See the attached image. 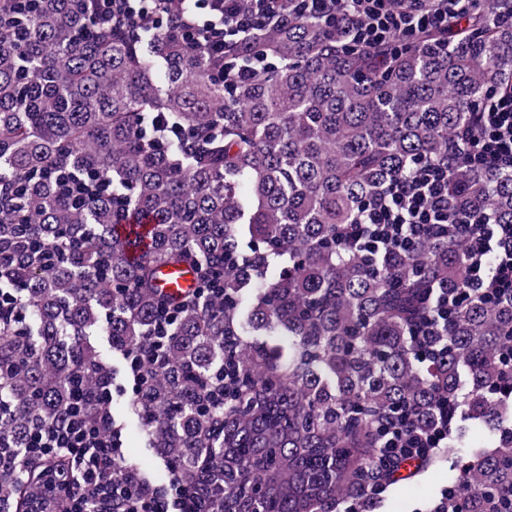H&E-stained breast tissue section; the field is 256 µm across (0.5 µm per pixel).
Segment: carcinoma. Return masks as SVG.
Listing matches in <instances>:
<instances>
[{"label": "carcinoma", "instance_id": "1", "mask_svg": "<svg viewBox=\"0 0 512 512\" xmlns=\"http://www.w3.org/2000/svg\"><path fill=\"white\" fill-rule=\"evenodd\" d=\"M0 0V289L24 315H0V496L15 512L42 496L28 465L33 425L65 422L72 380L94 397L112 369L91 342L134 352L159 307L176 308L166 360L135 404L149 444L200 491L206 512H340L373 506L386 426L407 413L426 431L443 398L475 422L512 424L493 389L512 373V295L470 292L448 319L440 295L465 285L450 235L412 252L344 251L336 239L390 181L448 166L465 214L512 225V172L467 166L456 133L489 91L512 94V0H483L401 52L365 50L341 23L288 17L252 40L274 60L227 87L221 64L173 20L152 41L101 31L84 0ZM163 68L168 82L158 83ZM185 138L150 141L145 121ZM112 181L73 200L57 180ZM250 192H240L241 181ZM151 225L150 246L118 237ZM55 246L49 266L37 250ZM245 261L225 267L226 256ZM191 265L202 291L167 296L160 266ZM255 293L244 312L239 294ZM432 322L434 353L414 330ZM224 408L203 396L226 370ZM442 512H512V441L458 458Z\"/></svg>", "mask_w": 512, "mask_h": 512}]
</instances>
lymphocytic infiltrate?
Segmentation results:
<instances>
[{"label": "lymphocytic infiltrate", "mask_w": 512, "mask_h": 512, "mask_svg": "<svg viewBox=\"0 0 512 512\" xmlns=\"http://www.w3.org/2000/svg\"><path fill=\"white\" fill-rule=\"evenodd\" d=\"M95 25L131 26L149 37L169 16L181 17L185 39L219 59L224 80L236 83L266 68L267 60L246 55L254 36L291 15L324 23H346L353 43L395 51L415 45L425 32H444L476 0H86ZM464 158L489 171H512V96L490 95L475 128L457 135ZM457 230L468 269L467 290L485 295L512 291V227L485 216L462 218L448 206L447 171L423 164L412 177L391 182L367 203L361 218L342 234V249L367 251L408 247L423 236ZM172 317L161 308L154 336L127 354L135 386H142L145 362L163 359V332ZM112 383L103 381L95 405L77 399L65 425L36 428L28 455L41 464L53 488L64 492L68 512H200L198 492L177 473L157 485L134 466L122 465L112 432ZM459 404L444 403L430 431L398 420L387 431L381 463L422 460L449 447Z\"/></svg>", "instance_id": "lymphocytic-infiltrate-1"}]
</instances>
